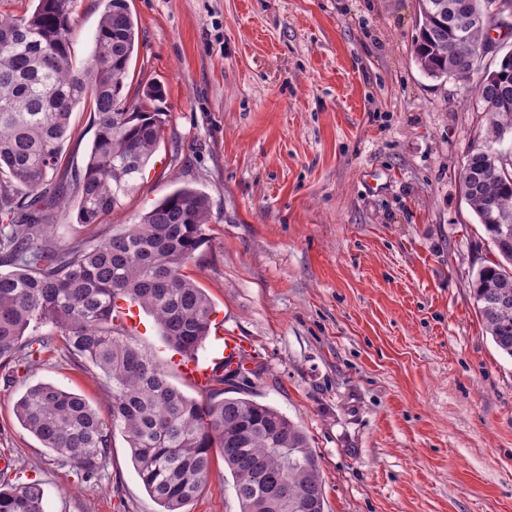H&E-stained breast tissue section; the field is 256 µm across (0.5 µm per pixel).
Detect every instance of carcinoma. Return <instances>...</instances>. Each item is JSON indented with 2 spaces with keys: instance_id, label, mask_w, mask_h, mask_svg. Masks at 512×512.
Masks as SVG:
<instances>
[{
  "instance_id": "cac0c4a2",
  "label": "carcinoma",
  "mask_w": 512,
  "mask_h": 512,
  "mask_svg": "<svg viewBox=\"0 0 512 512\" xmlns=\"http://www.w3.org/2000/svg\"><path fill=\"white\" fill-rule=\"evenodd\" d=\"M75 0H37L19 18H0V174L26 188L24 200L0 184V369H29L61 342L73 365L105 378L110 420L81 396L52 383L27 388L15 404L20 425L82 478L97 475L115 431L160 512H184L206 485L212 450H222L241 512H325L317 453L302 427L276 408L222 385L246 386L254 370L217 379L207 400L187 397L164 365L143 350L121 317L123 300L151 313L165 344L197 357L213 325L208 294L188 272L204 239L208 197L182 187L102 243L58 245L52 212L79 196L78 220L94 224L122 206L162 133L159 84L137 102L125 89L137 41L127 0H106L90 58L71 54ZM488 0H418L415 61L430 77L466 81L479 70L480 39L470 24ZM477 92L490 142L512 137V51L484 69ZM93 111L95 138L70 182L52 185L79 105ZM464 197L499 260L473 282L476 311L493 342L512 357V170L497 149L472 153L461 175ZM0 512H45L36 481L0 488Z\"/></svg>"
}]
</instances>
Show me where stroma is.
<instances>
[{
    "label": "stroma",
    "mask_w": 512,
    "mask_h": 512,
    "mask_svg": "<svg viewBox=\"0 0 512 512\" xmlns=\"http://www.w3.org/2000/svg\"><path fill=\"white\" fill-rule=\"evenodd\" d=\"M139 46L128 100L160 83L159 145L123 208L88 225L55 209L60 243L95 245L179 187L210 221L192 263L225 331L252 348L247 392L299 423L325 512H512V358L470 293L497 254L460 176L487 146L474 82L417 65L418 0H128ZM103 0H76L72 53L93 49ZM95 136L72 113L64 153ZM136 339L186 396L147 313ZM51 382L108 417L97 375L53 354L0 379V484L35 480L46 512H159L114 434L98 480L43 448L14 405ZM220 452L185 512H240Z\"/></svg>",
    "instance_id": "1"
}]
</instances>
